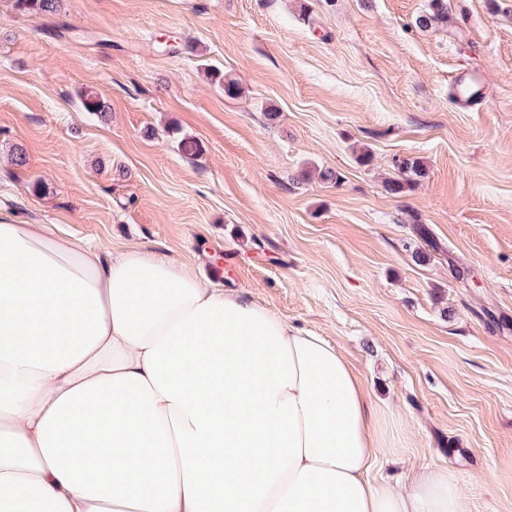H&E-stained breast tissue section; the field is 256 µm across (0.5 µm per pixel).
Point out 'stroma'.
Masks as SVG:
<instances>
[{
	"instance_id": "35a3bbf8",
	"label": "stroma",
	"mask_w": 512,
	"mask_h": 512,
	"mask_svg": "<svg viewBox=\"0 0 512 512\" xmlns=\"http://www.w3.org/2000/svg\"><path fill=\"white\" fill-rule=\"evenodd\" d=\"M428 4L0 0V219L141 246L324 338L405 457L370 479L447 469L470 512H512V0L423 30ZM405 159L426 174L390 194ZM62 0H12L13 6L20 12L35 14H55L61 9Z\"/></svg>"
}]
</instances>
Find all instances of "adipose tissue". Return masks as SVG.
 <instances>
[{"mask_svg": "<svg viewBox=\"0 0 512 512\" xmlns=\"http://www.w3.org/2000/svg\"><path fill=\"white\" fill-rule=\"evenodd\" d=\"M343 354L143 248L0 221V512H469Z\"/></svg>", "mask_w": 512, "mask_h": 512, "instance_id": "ef3b65f1", "label": "adipose tissue"}]
</instances>
